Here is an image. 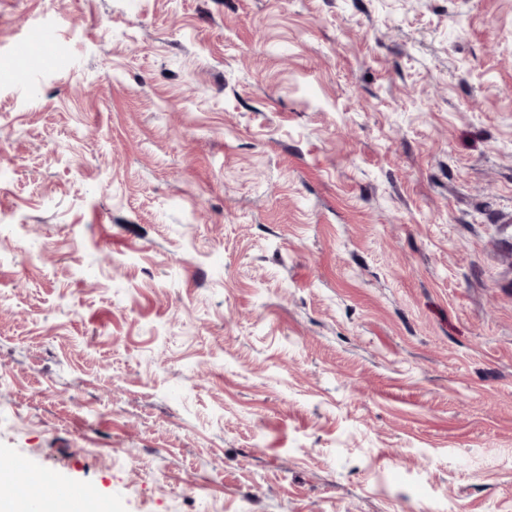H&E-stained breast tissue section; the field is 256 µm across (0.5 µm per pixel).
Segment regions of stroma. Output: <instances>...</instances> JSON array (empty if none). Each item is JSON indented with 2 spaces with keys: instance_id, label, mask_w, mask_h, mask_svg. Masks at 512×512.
Wrapping results in <instances>:
<instances>
[{
  "instance_id": "obj_1",
  "label": "stroma",
  "mask_w": 512,
  "mask_h": 512,
  "mask_svg": "<svg viewBox=\"0 0 512 512\" xmlns=\"http://www.w3.org/2000/svg\"><path fill=\"white\" fill-rule=\"evenodd\" d=\"M18 462L91 512H512V0H0Z\"/></svg>"
}]
</instances>
